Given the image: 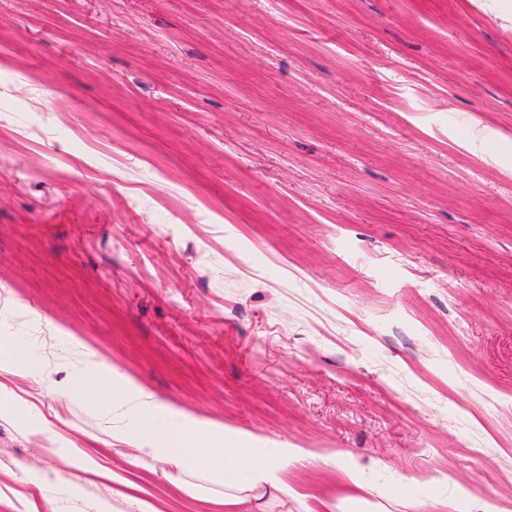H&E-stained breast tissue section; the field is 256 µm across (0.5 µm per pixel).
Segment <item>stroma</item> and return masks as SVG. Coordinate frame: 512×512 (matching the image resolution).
Here are the masks:
<instances>
[{"label":"stroma","instance_id":"stroma-1","mask_svg":"<svg viewBox=\"0 0 512 512\" xmlns=\"http://www.w3.org/2000/svg\"><path fill=\"white\" fill-rule=\"evenodd\" d=\"M1 336L306 450L294 512H512V0H0ZM43 446L0 512H96ZM16 481L32 485L39 489L41 497L36 501L30 502V508L27 512H62L61 500L52 493V489L70 488L71 495L77 493V489L70 483L69 479L63 473H54L47 476L33 467H26V472L15 475Z\"/></svg>","mask_w":512,"mask_h":512}]
</instances>
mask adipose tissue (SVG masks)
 I'll return each instance as SVG.
<instances>
[{"label":"adipose tissue","mask_w":512,"mask_h":512,"mask_svg":"<svg viewBox=\"0 0 512 512\" xmlns=\"http://www.w3.org/2000/svg\"><path fill=\"white\" fill-rule=\"evenodd\" d=\"M57 368L52 351L35 357L27 347L1 339L0 422L44 437L53 453L76 461L88 479L109 484L111 499L123 501L130 512H163L161 501L140 497L139 485L127 475L129 468L149 458L169 465L172 496L195 501L196 512H268L272 502L280 512H289L293 492L285 475L301 449L283 448L271 457L263 449L247 447L237 431L173 408L86 348L71 364L69 390L96 412L106 434L117 442L113 448L89 450L63 439L32 401L4 381L8 375L49 377ZM19 480L41 493L28 512H62L54 491L70 488L64 474L49 476L30 467ZM110 501L100 502L98 512H111Z\"/></svg>","instance_id":"1"}]
</instances>
